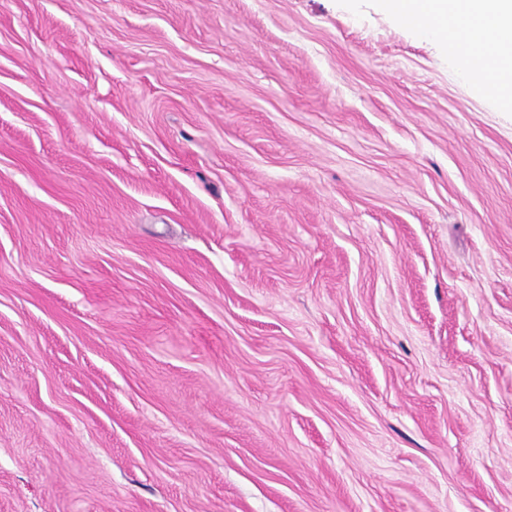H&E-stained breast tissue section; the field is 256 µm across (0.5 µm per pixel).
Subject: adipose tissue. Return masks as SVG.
Instances as JSON below:
<instances>
[{"mask_svg":"<svg viewBox=\"0 0 512 512\" xmlns=\"http://www.w3.org/2000/svg\"><path fill=\"white\" fill-rule=\"evenodd\" d=\"M403 26L438 40L470 78L512 110V0H381Z\"/></svg>","mask_w":512,"mask_h":512,"instance_id":"adipose-tissue-1","label":"adipose tissue"}]
</instances>
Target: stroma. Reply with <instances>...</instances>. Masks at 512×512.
<instances>
[{
    "mask_svg": "<svg viewBox=\"0 0 512 512\" xmlns=\"http://www.w3.org/2000/svg\"><path fill=\"white\" fill-rule=\"evenodd\" d=\"M0 512H512V111L379 0H0Z\"/></svg>",
    "mask_w": 512,
    "mask_h": 512,
    "instance_id": "1",
    "label": "stroma"
}]
</instances>
